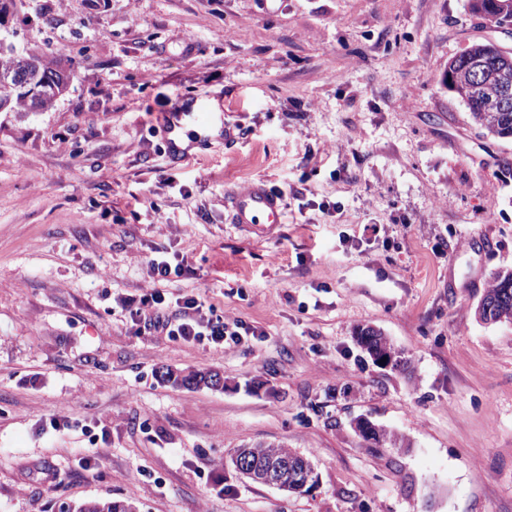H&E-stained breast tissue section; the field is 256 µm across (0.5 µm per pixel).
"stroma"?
Masks as SVG:
<instances>
[{"label":"stroma","instance_id":"obj_1","mask_svg":"<svg viewBox=\"0 0 512 512\" xmlns=\"http://www.w3.org/2000/svg\"><path fill=\"white\" fill-rule=\"evenodd\" d=\"M7 30L74 72L50 109L0 112V512H512V322L475 314L512 268V140L446 85L511 35L467 0H26ZM197 100L236 141L170 153L158 113ZM258 180L287 209L263 237L224 207ZM160 256L182 268L168 300L247 343L137 334L124 303ZM365 326L403 365L373 361ZM270 442L312 461V489L228 466ZM159 378L163 382H171L175 385L182 386H207V387H215V385L219 382L217 375H212L208 373L202 372H190L186 375L176 374L174 371L166 369V371L160 372ZM215 379H217L215 381ZM131 503L125 500L91 498L78 505L63 508L60 512H134Z\"/></svg>","mask_w":512,"mask_h":512}]
</instances>
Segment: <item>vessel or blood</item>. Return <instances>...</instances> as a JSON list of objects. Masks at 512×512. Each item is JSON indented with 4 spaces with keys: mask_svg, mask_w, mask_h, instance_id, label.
I'll return each instance as SVG.
<instances>
[{
    "mask_svg": "<svg viewBox=\"0 0 512 512\" xmlns=\"http://www.w3.org/2000/svg\"><path fill=\"white\" fill-rule=\"evenodd\" d=\"M223 121V113L212 111L208 105L199 103L169 115L167 124L169 133H179L190 124L195 127L197 135L203 136L215 126H222ZM225 207L232 223L259 233L283 223L285 217L282 197L262 181L251 184L245 190L231 192L225 200Z\"/></svg>",
    "mask_w": 512,
    "mask_h": 512,
    "instance_id": "vessel-or-blood-1",
    "label": "vessel or blood"
}]
</instances>
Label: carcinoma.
Instances as JSON below:
<instances>
[{
    "label": "carcinoma",
    "mask_w": 512,
    "mask_h": 512,
    "mask_svg": "<svg viewBox=\"0 0 512 512\" xmlns=\"http://www.w3.org/2000/svg\"><path fill=\"white\" fill-rule=\"evenodd\" d=\"M470 11L496 24L512 23V0H470ZM499 59V68L491 71L486 84L475 88L469 83L457 80L448 82V89L454 92L468 107L470 115L487 134L512 139V110L509 112H490L488 103L491 95L503 83L512 87V51L503 58L495 44L480 42L473 44L460 56L448 64V72L454 73L471 61ZM68 88V75L61 62L44 56L23 55L12 49H0V111L26 112L43 111L50 108ZM489 302L495 305H507L512 308V269L495 274L486 288ZM160 379L182 386H207L217 384V376L190 372L177 374L172 370L161 372ZM366 440L377 444L396 445L403 438L383 429L362 430ZM61 512H134L131 503L125 500L91 498Z\"/></svg>",
    "instance_id": "1"
}]
</instances>
